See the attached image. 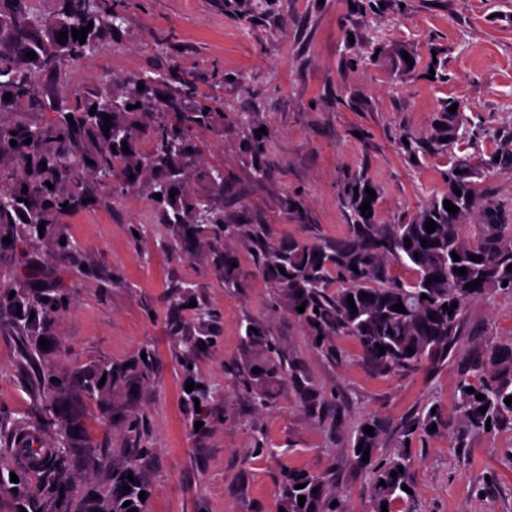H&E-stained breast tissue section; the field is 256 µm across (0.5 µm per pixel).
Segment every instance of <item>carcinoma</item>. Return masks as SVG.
<instances>
[{"label": "carcinoma", "instance_id": "1", "mask_svg": "<svg viewBox=\"0 0 512 512\" xmlns=\"http://www.w3.org/2000/svg\"><path fill=\"white\" fill-rule=\"evenodd\" d=\"M123 20L117 0H60L53 16L21 10L16 0H0V321H9L21 345L19 363L31 370L37 386L29 413L21 417L0 413V461L18 466L15 474L19 477L17 483L0 480V496L11 499L14 512L24 508L35 512L40 507L49 512L61 501L62 491L69 489L70 462L76 456L87 468L106 467L83 439L73 435V393H84L111 416L113 393L130 388L151 369L152 352L147 347L143 348L146 359L128 367L103 363L62 369L51 363V352L42 349L38 340L50 338V328L67 309L64 300L70 299V293L66 288H36L19 268L26 250L42 246L72 259L76 271L83 270L85 262L65 231L63 218L95 205L100 184L106 180L115 194L137 187L147 190L161 223L175 231L176 238L165 244L171 253L190 256L187 241L217 240L224 232L248 244L270 287L288 300L289 311L305 328L314 348L329 351L336 339L351 337L363 360L382 375L443 365L454 354L470 305L492 291L512 292V270H507L512 263V201L480 193L465 162L448 169V191L431 198L404 224L375 222L377 200L369 199L365 191L372 183L359 173L344 190V207L351 223L347 239L336 243L276 242L261 225L224 215V205L218 202L224 196V164H198L202 153L199 135L219 125L224 113L212 98L187 106L196 94L194 80L180 76L175 85L170 82L171 75L159 74L126 80L118 93L103 88L72 101L48 99L38 74H56L64 62L98 52L112 40ZM89 24L92 28L85 43L73 38L72 30ZM61 31L67 32L62 44L58 42ZM29 51L35 52V58H26ZM140 83L142 90L138 89ZM8 92L11 98L6 100ZM136 103L139 107L127 109ZM45 112L53 117L39 122L31 119ZM106 115L111 116L108 123ZM240 120L245 131L243 151L250 162L258 163L254 171L261 176L267 141L257 138L260 123L254 114L243 112ZM457 124L458 115L447 111L426 136L400 135L398 148L411 161L421 154H450L459 140ZM28 138L31 143L26 145ZM12 140L17 145H10ZM124 142L127 153L122 148ZM142 142L149 144V150L140 148ZM41 162L46 167L39 166ZM190 178L205 183L207 190L188 193L185 185ZM47 181L52 187L45 185ZM456 189L461 194H455ZM172 191L175 195L171 197ZM156 193L161 198H154ZM367 200L371 211L364 214L359 206ZM446 200L458 207L457 213L445 209ZM430 219L436 223L432 233L425 230ZM467 219L474 220L468 234L463 232ZM41 224L42 236L38 231ZM7 236L11 239L8 244L2 242ZM407 238L409 247L405 246ZM62 240L66 244H60ZM424 240L431 245L422 246ZM454 252L460 260H453ZM471 255L480 260H470ZM210 259L225 289L241 287L233 253L214 248ZM389 261L409 270L411 279L406 283L391 279ZM461 267L466 268L463 276L456 272ZM478 278L480 286L469 287ZM363 292L368 298L361 297ZM423 294L427 298H421ZM350 296L357 308L355 315L347 303ZM398 303L405 311L394 310ZM451 303L457 308L451 312L442 309ZM302 304L305 311L300 313L297 307ZM213 339L217 336L204 333L181 341L182 347L176 349L181 367L186 370L195 365L196 356L202 353L199 345L204 343L210 349ZM409 348L414 353L407 352ZM255 367L261 372L252 373ZM238 373L259 406L266 405L275 388L286 380L313 416L328 408L309 375L286 360L273 338L250 319ZM102 379L105 383L101 386ZM469 387L474 392H467ZM457 393L456 414L465 428L493 432L512 427V405L504 402L512 396V341H493L481 350L464 369ZM478 394L485 398L477 399ZM210 398L206 385L188 394L190 409H195L194 400L200 402V411L194 413L197 420L209 416ZM484 405L488 409L482 413L479 408ZM443 423L442 409L433 403L396 426L376 416L360 423L350 452L369 471L370 512H382L384 503L388 512H401V506L412 500L402 489L404 484L411 485L412 477L413 459L406 441L427 437L429 428ZM366 425L374 428V435L364 432ZM33 433H49L53 439L52 452L36 473L25 463L26 457L36 454L33 444L19 448V442ZM360 444L369 450L366 462L357 452ZM152 453L153 449L144 446L112 461V483L101 492L86 494L82 512H145V502L139 497L146 486L143 458ZM400 466L403 472L391 477ZM298 484L303 488H296ZM300 496L306 497L302 506L298 504ZM126 501L130 505L125 507ZM278 508L284 512H348L336 496L329 474L306 471L288 474Z\"/></svg>", "mask_w": 512, "mask_h": 512}]
</instances>
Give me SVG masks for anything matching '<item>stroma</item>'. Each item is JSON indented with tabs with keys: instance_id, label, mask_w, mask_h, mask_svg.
Returning a JSON list of instances; mask_svg holds the SVG:
<instances>
[{
	"instance_id": "stroma-1",
	"label": "stroma",
	"mask_w": 512,
	"mask_h": 512,
	"mask_svg": "<svg viewBox=\"0 0 512 512\" xmlns=\"http://www.w3.org/2000/svg\"><path fill=\"white\" fill-rule=\"evenodd\" d=\"M350 0H125L121 29L96 54L65 65L62 77L41 76L49 96L68 98L125 79L173 73L192 76L197 92L223 104L224 126L201 135L204 163H223L228 180L224 210L246 211L273 240L341 241L350 234L342 205L344 184L363 173L378 187L376 221L402 224L448 189L451 157L477 168L483 194L512 199V166L481 170L483 159L512 150V0H383L376 12ZM402 48L412 74L390 63L370 64L375 48ZM445 76L425 78L433 50ZM477 144L459 143L408 163L397 148L404 132L425 135L447 103ZM255 112L268 137L267 174L255 177L242 150L238 115ZM67 217V229L93 263L70 275L68 259L46 248L23 265L33 283L67 286L70 306L51 330L52 343L80 365L121 363L144 346L154 351L149 378L114 400L106 420L94 402L80 400L83 438L104 461L146 443L147 512H276L288 470H332L337 495L366 512L370 477L349 452L350 438L371 415L398 423L426 401L455 413L462 365L489 341L512 338V293L474 302L457 349L434 370L381 376L362 360L355 341L336 340L335 355L314 349L287 301L270 288L262 269L234 238L242 286L229 292L205 254L187 260L162 243L172 233L144 189L114 195ZM300 201L294 214L284 198ZM143 225L132 238L131 225ZM192 284L196 303L217 309L216 347L198 355L185 373L171 353L169 299ZM259 321L284 354L296 358L335 413L310 417L291 384L276 399L255 404L226 372L243 354L247 320ZM20 346L0 324V411H30L28 376ZM215 392L205 426L192 427L182 398L191 380ZM140 419L133 433L126 415ZM415 512H512V429L471 432L454 420L414 441Z\"/></svg>"
}]
</instances>
